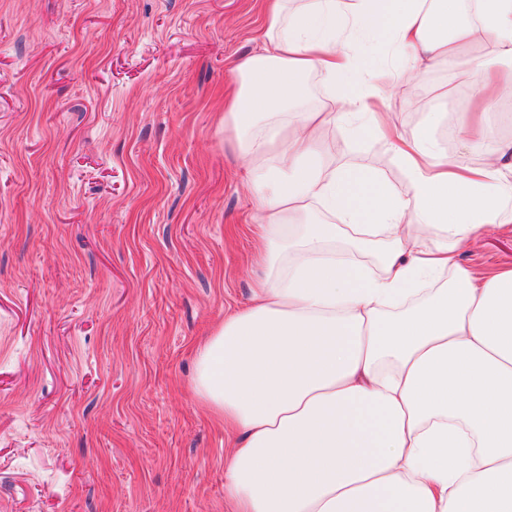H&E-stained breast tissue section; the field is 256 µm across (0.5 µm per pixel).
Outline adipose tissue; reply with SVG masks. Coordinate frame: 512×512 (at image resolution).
<instances>
[{
    "mask_svg": "<svg viewBox=\"0 0 512 512\" xmlns=\"http://www.w3.org/2000/svg\"><path fill=\"white\" fill-rule=\"evenodd\" d=\"M266 0L262 47L224 104L266 273L249 305L197 348L192 390L236 438L232 512H512V269L463 268L462 250L512 223V0ZM477 65L482 110L450 154L446 109L400 133L377 99L406 71ZM382 46L385 66L366 63ZM330 87L313 103L310 78ZM374 135L405 190L331 134ZM483 151L479 163L468 152Z\"/></svg>",
    "mask_w": 512,
    "mask_h": 512,
    "instance_id": "adipose-tissue-1",
    "label": "adipose tissue"
}]
</instances>
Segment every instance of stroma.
Segmentation results:
<instances>
[{
	"label": "stroma",
	"instance_id": "obj_1",
	"mask_svg": "<svg viewBox=\"0 0 512 512\" xmlns=\"http://www.w3.org/2000/svg\"><path fill=\"white\" fill-rule=\"evenodd\" d=\"M262 0H0V512H229L233 440L191 391L194 354L259 270L224 129ZM412 73L400 132L469 59ZM337 153L406 181L374 138ZM466 248L512 268V223Z\"/></svg>",
	"mask_w": 512,
	"mask_h": 512
}]
</instances>
